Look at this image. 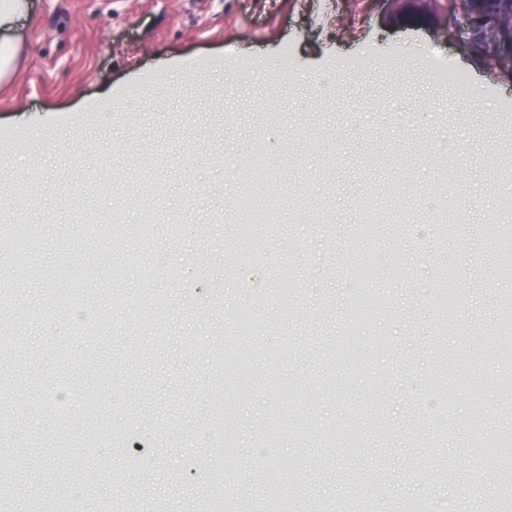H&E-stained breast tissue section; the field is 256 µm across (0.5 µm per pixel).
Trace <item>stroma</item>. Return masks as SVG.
I'll use <instances>...</instances> for the list:
<instances>
[{
	"instance_id": "35a3bbf8",
	"label": "stroma",
	"mask_w": 512,
	"mask_h": 512,
	"mask_svg": "<svg viewBox=\"0 0 512 512\" xmlns=\"http://www.w3.org/2000/svg\"><path fill=\"white\" fill-rule=\"evenodd\" d=\"M17 71L0 84V299L16 316L0 325V482L6 512L62 498L79 512H163L177 500L198 512L222 479L235 512H325L331 499L369 500L372 512H406L423 495L437 512L485 507L496 480H477L469 398L457 425L433 445L420 406L448 381L446 354L488 376L482 338L512 320L487 219L512 224V76L493 72L455 38L397 27L388 0H31ZM465 72L479 97L464 112L446 72ZM142 86L140 98L127 95ZM111 98H103V87ZM424 105L399 124L379 107ZM89 113L75 125V112ZM280 182L267 227L241 201L256 143ZM374 212L399 201L401 223L361 236L358 201ZM445 199L467 233L438 249L432 229ZM96 214L104 232L81 233ZM157 217L156 236L136 227ZM43 222L24 241L20 222ZM323 245L335 274L313 277ZM26 250L22 287L6 282ZM139 253L159 271L149 283L116 279ZM372 259L373 297L352 302L339 274ZM463 298L445 329L442 273ZM130 312L113 324V297ZM96 314L74 326L73 310ZM89 342L78 345L76 332ZM386 339L387 355L376 350ZM370 379L373 395H327L344 373ZM82 392L69 408L48 387ZM381 404L371 436L366 410ZM296 434L274 441L278 460L309 458L305 483L257 500L256 455L282 414ZM235 435L233 461L197 438ZM196 472H187L188 463Z\"/></svg>"
}]
</instances>
